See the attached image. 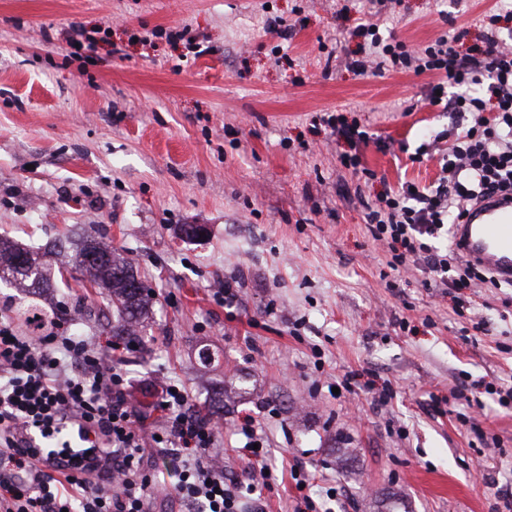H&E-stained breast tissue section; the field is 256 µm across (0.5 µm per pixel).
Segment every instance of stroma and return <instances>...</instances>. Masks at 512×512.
Returning <instances> with one entry per match:
<instances>
[{
	"instance_id": "stroma-1",
	"label": "stroma",
	"mask_w": 512,
	"mask_h": 512,
	"mask_svg": "<svg viewBox=\"0 0 512 512\" xmlns=\"http://www.w3.org/2000/svg\"><path fill=\"white\" fill-rule=\"evenodd\" d=\"M492 7L401 0L380 31L422 49L452 30L467 50ZM373 10L370 0H0V237L42 247L91 226L132 259L154 291L125 365L146 429L164 383L199 404L226 376L244 377L245 392L224 397L216 442L246 489L244 512H295L306 495L321 512H504L512 410L488 403L465 421L455 395L512 384V290L479 289L460 316L419 269L393 288L380 277L386 253L363 200L433 185L437 161L411 155L462 119L428 105L438 75L346 69ZM274 18L286 37L268 32ZM73 23L92 53L67 46ZM327 112L368 126L361 160L377 180L340 165L344 144L314 128ZM186 224L206 236L182 238ZM230 278L239 293L228 305ZM63 282L36 294L0 283V308L42 336L64 301L74 331L110 341L106 294ZM481 319L491 333L477 337ZM347 373L367 388L338 391ZM247 416L262 429L258 459L235 433ZM295 464L316 477L306 489ZM263 466L266 486L250 492Z\"/></svg>"
}]
</instances>
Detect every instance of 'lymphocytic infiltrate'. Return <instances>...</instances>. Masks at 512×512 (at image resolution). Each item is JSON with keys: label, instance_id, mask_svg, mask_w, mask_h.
Wrapping results in <instances>:
<instances>
[{"label": "lymphocytic infiltrate", "instance_id": "f902f5d3", "mask_svg": "<svg viewBox=\"0 0 512 512\" xmlns=\"http://www.w3.org/2000/svg\"><path fill=\"white\" fill-rule=\"evenodd\" d=\"M510 16L512 0H498L493 14L481 19L482 46L466 53L450 34L416 51L383 38L376 24L362 23L358 32L369 38L370 51L351 63L362 75L387 64L437 73L454 92L429 94L430 105L469 116L462 132H440L413 156L418 162L438 154L436 187L405 182L364 204L390 271L423 265L458 307L472 288L505 286L456 245L441 249L435 242L447 236L449 220L464 217L466 204L512 193V43L498 28ZM326 123L349 147L341 165L360 169L358 148L369 132L340 113ZM125 362L118 345L71 333L23 336L0 314V512H147L160 496L200 512H243L238 483L214 459L215 426L180 384H165L155 409L161 414L156 446L181 467L171 491L155 486L140 418L126 399Z\"/></svg>", "mask_w": 512, "mask_h": 512}]
</instances>
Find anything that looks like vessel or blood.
Here are the masks:
<instances>
[{
	"label": "vessel or blood",
	"mask_w": 512,
	"mask_h": 512,
	"mask_svg": "<svg viewBox=\"0 0 512 512\" xmlns=\"http://www.w3.org/2000/svg\"><path fill=\"white\" fill-rule=\"evenodd\" d=\"M454 240L468 260L512 281V197L496 195L474 205L455 225Z\"/></svg>",
	"instance_id": "obj_1"
}]
</instances>
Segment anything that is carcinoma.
<instances>
[{"label":"carcinoma","instance_id":"cac0c4a2","mask_svg":"<svg viewBox=\"0 0 512 512\" xmlns=\"http://www.w3.org/2000/svg\"><path fill=\"white\" fill-rule=\"evenodd\" d=\"M75 248L72 265L112 297V335L125 336L133 342L139 328L149 317L152 300L147 286L130 287L127 272L133 269L131 261L116 248H108L89 229L78 239L69 237L56 242L53 248L62 253ZM0 281L16 288L40 289L51 284V269L42 258L18 244L0 238Z\"/></svg>","mask_w":512,"mask_h":512}]
</instances>
